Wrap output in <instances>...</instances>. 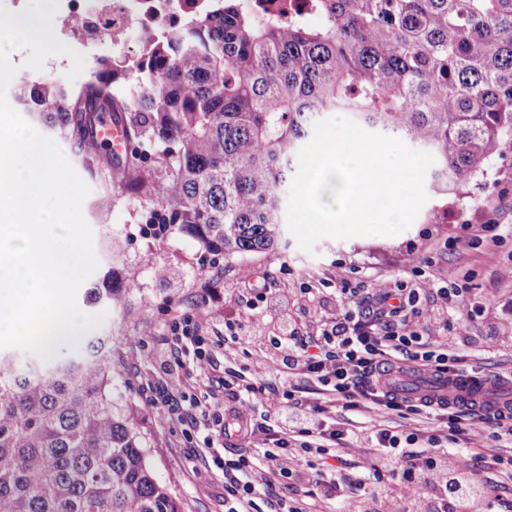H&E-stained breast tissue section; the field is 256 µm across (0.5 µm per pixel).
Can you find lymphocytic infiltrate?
<instances>
[{
  "label": "lymphocytic infiltrate",
  "instance_id": "obj_1",
  "mask_svg": "<svg viewBox=\"0 0 512 512\" xmlns=\"http://www.w3.org/2000/svg\"><path fill=\"white\" fill-rule=\"evenodd\" d=\"M437 294L439 303L433 319L435 335L420 331V298ZM456 317L458 329H465L470 317L468 303L458 290L440 288H394L388 281H377L371 294L343 297L334 316L324 321L316 334L304 336L287 322H279V337L273 352H257L252 361L254 380L243 388L244 396L229 408L195 401L190 408L155 403L159 423L178 422L204 425L214 436L225 434L226 419L240 424L251 422L250 413L259 389H267V410L280 414V431L266 432L260 457H227L216 448L208 453L224 475L225 512H259L255 500L260 493L258 468L274 477L288 478L302 469L303 455L325 452L337 446L370 449L369 472L373 477L395 480L402 498L408 499V512H489L486 490L477 479L473 455L467 446L470 436L485 425H494L496 442L512 447V409L480 413L446 402L415 400L384 390L381 372L410 369L437 378L460 375L459 358L448 338V319ZM205 316L176 317L169 325L168 354L158 364L168 376L173 390H181L180 355L193 356L192 372L197 380L211 379L215 362L207 344ZM310 380L319 405L304 410L293 399L300 380ZM344 410L367 408L377 413L407 412L418 422L445 423V436H431V449L415 455L407 444L417 433L395 434L386 425L370 429H347L325 423L330 405Z\"/></svg>",
  "mask_w": 512,
  "mask_h": 512
}]
</instances>
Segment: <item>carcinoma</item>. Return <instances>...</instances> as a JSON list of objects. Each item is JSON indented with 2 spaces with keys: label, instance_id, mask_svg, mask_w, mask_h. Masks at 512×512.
Segmentation results:
<instances>
[{
  "label": "carcinoma",
  "instance_id": "carcinoma-1",
  "mask_svg": "<svg viewBox=\"0 0 512 512\" xmlns=\"http://www.w3.org/2000/svg\"><path fill=\"white\" fill-rule=\"evenodd\" d=\"M307 15L210 0L204 17L145 35L132 65L99 61L80 87L17 96L95 171V120L110 112L143 156L116 163L145 223L175 224L231 258L276 249L282 193L328 112L394 132L435 158V190L458 194L512 135V0H307ZM140 74L118 96L126 70ZM110 271L86 290L119 304ZM112 339L45 366L0 358V512H178L147 463L131 412L114 399Z\"/></svg>",
  "mask_w": 512,
  "mask_h": 512
}]
</instances>
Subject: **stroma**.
<instances>
[{"label": "stroma", "instance_id": "35a3bbf8", "mask_svg": "<svg viewBox=\"0 0 512 512\" xmlns=\"http://www.w3.org/2000/svg\"><path fill=\"white\" fill-rule=\"evenodd\" d=\"M35 128L58 139L43 123ZM58 141L91 189L82 205L98 262L90 279L96 282L118 270L129 287L126 300L139 315L130 319L118 309L83 301L78 307L89 315H103L97 335L111 337L123 354L114 396L133 406L134 423L151 449L149 464L179 512H224V476L199 453L206 429L188 432L180 425L154 422L149 399L164 395L168 385L155 356L166 348L173 314L204 312L218 371L249 376L252 347L224 342L222 295L238 288L243 278L282 294L308 293L310 308L288 310L305 335L315 331L321 317L335 313L343 291L369 292L378 278L395 288L431 284L462 289L472 301L468 333L453 339L462 365L491 379L512 375V310L507 307L512 300V139L502 143L464 194H430L414 223L400 234L325 237L309 252L289 234L275 251L230 259L204 251L192 236L175 228L164 238H148L140 202L87 175L75 148L67 140ZM488 223L496 225V233L484 232ZM115 234L125 249L118 262L109 250ZM150 253L167 266L166 278H156L146 264ZM285 497L313 503L316 512H336L340 506L338 498L325 495L323 485L302 477L275 483L268 499Z\"/></svg>", "mask_w": 512, "mask_h": 512}]
</instances>
